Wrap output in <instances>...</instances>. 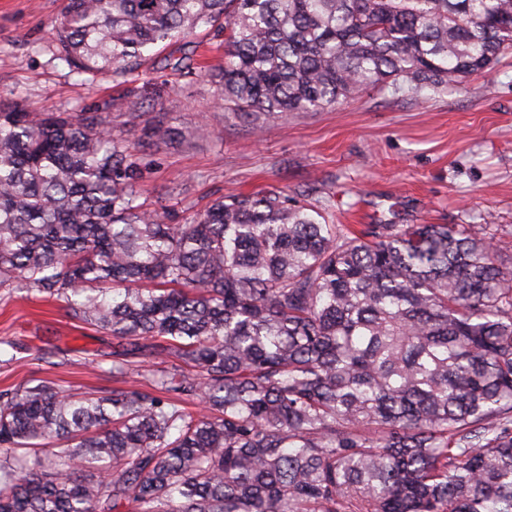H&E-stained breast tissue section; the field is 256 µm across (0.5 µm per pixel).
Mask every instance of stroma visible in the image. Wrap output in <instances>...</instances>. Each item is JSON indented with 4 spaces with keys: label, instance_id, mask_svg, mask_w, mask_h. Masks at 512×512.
Returning <instances> with one entry per match:
<instances>
[{
    "label": "stroma",
    "instance_id": "1",
    "mask_svg": "<svg viewBox=\"0 0 512 512\" xmlns=\"http://www.w3.org/2000/svg\"><path fill=\"white\" fill-rule=\"evenodd\" d=\"M62 0H0V97L32 112H77L113 100L112 132L134 140L162 104L174 137L150 143L141 185L158 210L203 209L220 195L269 186L314 201L333 196L337 223L484 224L512 265V52L493 69L420 97L366 90L321 112L241 119L217 104L197 64L223 48L189 38L166 47L126 82L84 80L53 58ZM112 336L79 323L64 299L0 288V391L53 381L105 393ZM101 368H94V361Z\"/></svg>",
    "mask_w": 512,
    "mask_h": 512
}]
</instances>
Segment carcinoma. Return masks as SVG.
Wrapping results in <instances>:
<instances>
[{"instance_id":"cac0c4a2","label":"carcinoma","mask_w":512,"mask_h":512,"mask_svg":"<svg viewBox=\"0 0 512 512\" xmlns=\"http://www.w3.org/2000/svg\"><path fill=\"white\" fill-rule=\"evenodd\" d=\"M52 29L93 77L222 34L216 100L283 118L463 85L512 48V0H65ZM111 108L0 99V288L64 299L112 334V377L144 380L1 390L0 512H512V267L488 228L358 230L282 188L173 224Z\"/></svg>"}]
</instances>
